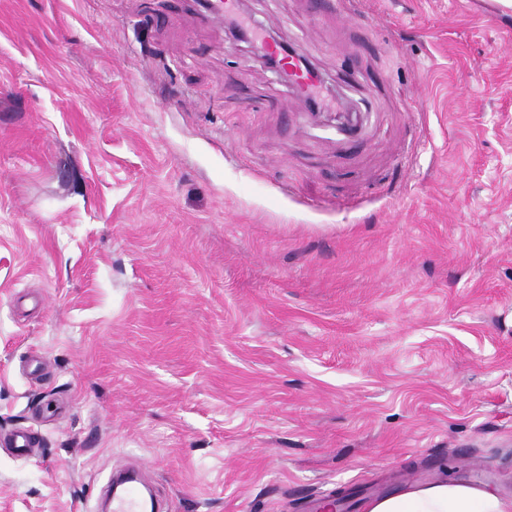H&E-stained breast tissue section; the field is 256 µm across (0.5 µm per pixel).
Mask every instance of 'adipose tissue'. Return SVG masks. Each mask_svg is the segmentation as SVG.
<instances>
[{
    "instance_id": "obj_1",
    "label": "adipose tissue",
    "mask_w": 512,
    "mask_h": 512,
    "mask_svg": "<svg viewBox=\"0 0 512 512\" xmlns=\"http://www.w3.org/2000/svg\"><path fill=\"white\" fill-rule=\"evenodd\" d=\"M365 512H512V497L466 481L438 480L416 484L374 498Z\"/></svg>"
}]
</instances>
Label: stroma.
<instances>
[{
	"label": "stroma",
	"instance_id": "obj_1",
	"mask_svg": "<svg viewBox=\"0 0 512 512\" xmlns=\"http://www.w3.org/2000/svg\"><path fill=\"white\" fill-rule=\"evenodd\" d=\"M333 2L0 0V512L512 497V10ZM124 482L112 492L111 512H144L151 506L150 491L140 484L137 474L126 472ZM364 512H511L512 497L466 481L438 480L416 484L374 498Z\"/></svg>",
	"mask_w": 512,
	"mask_h": 512
}]
</instances>
